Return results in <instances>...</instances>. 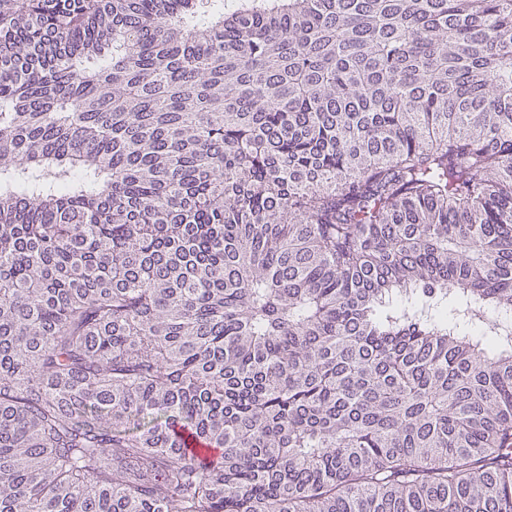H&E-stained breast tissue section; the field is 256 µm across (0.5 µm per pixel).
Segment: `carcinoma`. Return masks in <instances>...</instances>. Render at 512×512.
I'll use <instances>...</instances> for the list:
<instances>
[{"label":"carcinoma","instance_id":"carcinoma-1","mask_svg":"<svg viewBox=\"0 0 512 512\" xmlns=\"http://www.w3.org/2000/svg\"><path fill=\"white\" fill-rule=\"evenodd\" d=\"M507 313L512 0H0V512H512Z\"/></svg>","mask_w":512,"mask_h":512}]
</instances>
